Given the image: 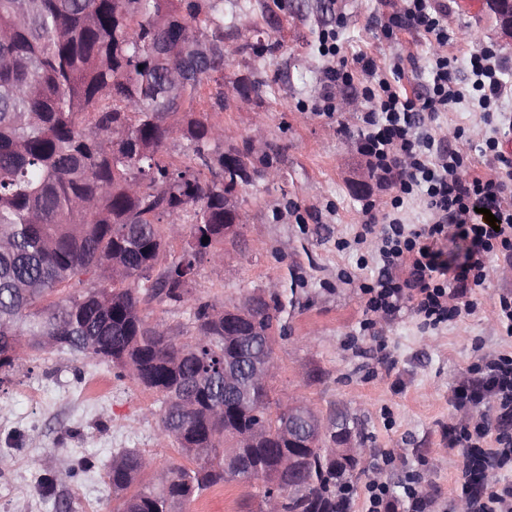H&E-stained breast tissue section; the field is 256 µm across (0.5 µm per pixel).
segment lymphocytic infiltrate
<instances>
[{"label": "lymphocytic infiltrate", "instance_id": "lymphocytic-infiltrate-1", "mask_svg": "<svg viewBox=\"0 0 512 512\" xmlns=\"http://www.w3.org/2000/svg\"><path fill=\"white\" fill-rule=\"evenodd\" d=\"M412 29L429 35L438 46H447L452 37L441 15L431 10L429 0H404L402 9L383 25L387 38L397 31ZM367 79L377 80V88H364L369 107L361 120L365 130L364 151L371 159L373 175L395 185L399 198L392 209L380 212L376 205L361 209V228L374 236V261L377 273L363 287L365 306L374 315L391 318L404 307H412L425 324L436 328L471 312V289L482 286L487 278L486 257L502 247L505 259H512V239L499 238V229H512V160L500 158L497 176L463 178L462 152L441 151L435 147L430 129L439 114L462 92L456 88L449 69L448 56H436L431 67L433 85L424 97H409L384 79H378L375 62L356 59ZM473 86L479 91L480 107L496 112L505 89L504 70L497 54L487 48L469 58ZM420 193L426 201L431 221L422 225L401 223L392 213L404 195ZM490 209L499 220V228L470 221L473 206ZM461 228L469 238L465 262L458 267L442 261L435 249L440 236L449 228ZM453 400L467 420L448 430L449 446H461L462 478L457 487L468 512H512V356L500 354L488 359L454 387ZM491 404L497 414L489 420L480 414L483 404ZM499 430H492V422ZM499 481H492V474Z\"/></svg>", "mask_w": 512, "mask_h": 512}]
</instances>
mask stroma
<instances>
[{"label":"stroma","instance_id":"stroma-1","mask_svg":"<svg viewBox=\"0 0 512 512\" xmlns=\"http://www.w3.org/2000/svg\"><path fill=\"white\" fill-rule=\"evenodd\" d=\"M401 6L402 0H226L225 14L243 8L248 23L225 32L219 80L228 89L255 82L260 92L247 103L226 100L207 119L223 127L228 143H250L263 129L256 151L276 176L241 188L239 234L225 240L222 261L201 259L189 289L219 308L259 292L286 301L273 397L357 419L368 474L354 486L351 512H364L369 481L396 487L412 471L431 512H460L454 490L461 451L443 436L461 417L451 390L481 358L512 354V336L495 320L500 295L512 292V264L490 253L487 280L472 291L473 311L439 329H422L407 309L392 320L366 313L360 286L374 277V244L355 242L359 213L371 201L389 204L398 190L370 177L360 150L368 104L356 59H373L380 76L413 97L427 92L437 54L457 57L456 78L466 88L470 53L493 48L507 65L499 107L512 114V42L487 21L485 0H431L453 34L447 47L412 30L386 39L381 26ZM331 28L354 80L337 92L341 111L326 114L318 106L330 60L321 56L318 36ZM432 133L441 147L468 153L464 176L496 175L492 156L476 150L492 127L474 98L441 113ZM358 179L367 181V193L355 187ZM383 352L388 361L380 360ZM159 407L156 393L116 378L111 364L68 349L22 353L0 383V455L11 458L0 469V512H57L59 501L69 502L68 512H112L103 465L113 453H153L158 472L181 460L161 431ZM71 470L76 478H68ZM47 472L60 477L51 498L40 485ZM254 495L252 483L234 481L205 491L186 512H241Z\"/></svg>","mask_w":512,"mask_h":512}]
</instances>
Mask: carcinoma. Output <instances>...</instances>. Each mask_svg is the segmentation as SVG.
I'll list each match as a JSON object with an SVG mask.
<instances>
[{
    "label": "carcinoma",
    "mask_w": 512,
    "mask_h": 512,
    "mask_svg": "<svg viewBox=\"0 0 512 512\" xmlns=\"http://www.w3.org/2000/svg\"><path fill=\"white\" fill-rule=\"evenodd\" d=\"M224 72V0H0V375L20 353L67 348L160 395L161 429L192 465L152 483L154 459L124 448L104 465L113 512H183L204 491L257 484V512H350L365 470L322 440L293 448L278 432L287 409L270 386L251 405L224 395L234 368L275 337L224 335V311L190 303L189 278L167 251L164 225L187 217L221 259L224 194L235 173L212 144L224 129L196 116L202 88ZM188 161H168L175 133ZM162 269H157L158 265ZM191 304L196 334L152 325L142 305ZM278 298L256 313L282 329Z\"/></svg>",
    "instance_id": "carcinoma-1"
}]
</instances>
